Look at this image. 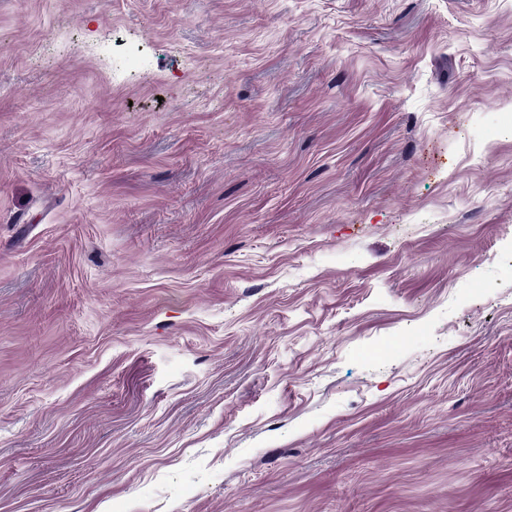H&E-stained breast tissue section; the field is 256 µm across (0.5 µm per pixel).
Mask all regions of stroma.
Here are the masks:
<instances>
[{"mask_svg": "<svg viewBox=\"0 0 512 512\" xmlns=\"http://www.w3.org/2000/svg\"><path fill=\"white\" fill-rule=\"evenodd\" d=\"M512 0H0V512H512Z\"/></svg>", "mask_w": 512, "mask_h": 512, "instance_id": "stroma-1", "label": "stroma"}]
</instances>
